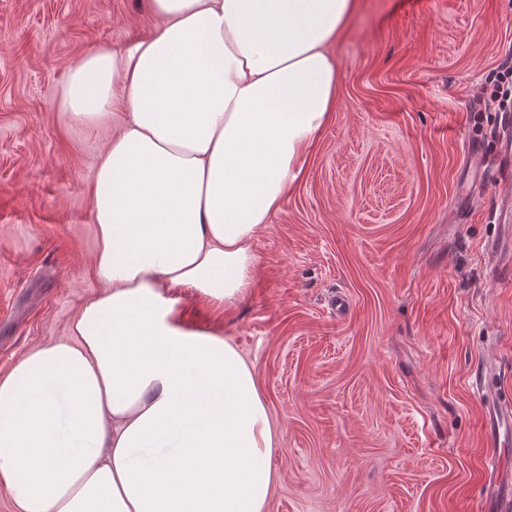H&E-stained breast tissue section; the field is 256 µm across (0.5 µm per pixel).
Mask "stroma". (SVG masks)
<instances>
[{
  "mask_svg": "<svg viewBox=\"0 0 512 512\" xmlns=\"http://www.w3.org/2000/svg\"><path fill=\"white\" fill-rule=\"evenodd\" d=\"M157 29L145 0H0V377L100 290L89 185L111 123L58 112L83 53ZM336 108L253 246L244 296L181 288L281 431L267 512H482L483 380L512 398V228L468 145L501 149L489 76L512 0H356Z\"/></svg>",
  "mask_w": 512,
  "mask_h": 512,
  "instance_id": "obj_1",
  "label": "stroma"
}]
</instances>
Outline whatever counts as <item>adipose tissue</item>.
Masks as SVG:
<instances>
[{
  "label": "adipose tissue",
  "instance_id": "ef3b65f1",
  "mask_svg": "<svg viewBox=\"0 0 512 512\" xmlns=\"http://www.w3.org/2000/svg\"><path fill=\"white\" fill-rule=\"evenodd\" d=\"M156 33L82 55L59 111L117 128L90 184L101 290L0 378L14 512H265L276 434L249 362L177 317L241 297L335 107L355 0H149Z\"/></svg>",
  "mask_w": 512,
  "mask_h": 512
}]
</instances>
